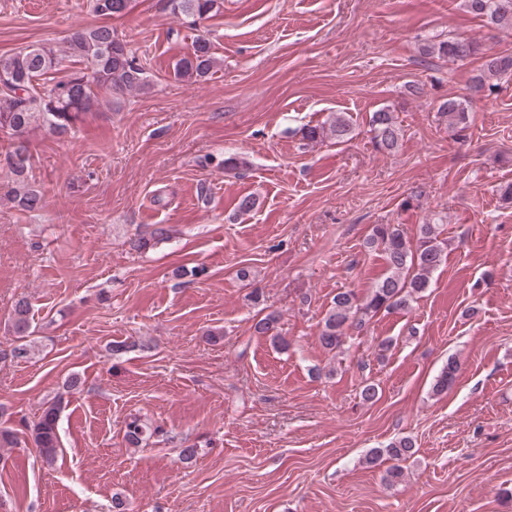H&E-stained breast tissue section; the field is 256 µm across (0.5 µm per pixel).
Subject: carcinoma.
<instances>
[{"label": "carcinoma", "instance_id": "1", "mask_svg": "<svg viewBox=\"0 0 512 512\" xmlns=\"http://www.w3.org/2000/svg\"><path fill=\"white\" fill-rule=\"evenodd\" d=\"M174 14L192 16L199 20L210 18L220 10V0H167ZM465 10L485 21L492 30H512V0H462ZM131 0H92L93 12L103 19L98 25L74 29L62 50L49 44L28 46L10 55L0 56V67L8 80L0 88V130L10 135L11 141L5 157L11 159V182L1 185L15 207L22 211H35L42 207L41 193L28 183V171L32 166L29 132L43 127L54 135H65L81 119V116L109 105L112 100L144 85V69L136 57L130 55L127 42L120 39L107 20L124 14ZM430 53L452 61L470 58L482 60L480 73L472 79L471 91L478 94L485 90L487 81L512 74V56L490 54L482 44L472 38L456 36L427 48ZM80 68L65 77H55L65 62ZM214 64L209 41L199 37L192 52L176 64L177 76L191 80L206 77ZM448 117V129L458 138L466 136L472 125L470 101L450 98L439 107ZM373 143L379 151L391 153L397 149L401 128L393 112L381 109L373 113L371 120ZM345 140L352 133V125L345 116L338 114L329 127L308 126L303 128V138L314 141L324 133ZM439 225L420 226L417 241H410L398 224H375L366 239L368 248L383 255L387 275L380 279L366 298L360 300L351 290L336 293L332 306L323 318L319 336L322 347L328 351L340 348L349 333L366 331L371 320L380 313L407 310L429 285L432 275L443 263L444 246L439 240ZM167 236V229L157 227L150 237L140 236L129 242L130 249L141 252L154 240ZM30 307L27 301L17 302L13 316V330L20 344L11 350L14 358H27L32 345L25 343L29 337ZM280 315L271 311L257 316L254 331L273 340H280L278 324ZM459 371L455 359H448L435 382V390L444 392L451 387ZM62 400L46 403L42 415L26 426L35 447L43 460L51 464L60 448L58 420ZM152 435L150 428L138 417L126 425L125 441L132 447L140 446ZM413 443L408 437L393 441L384 449L371 453L368 463L388 456L393 464L387 469V477H402L399 461L412 454Z\"/></svg>", "mask_w": 512, "mask_h": 512}]
</instances>
